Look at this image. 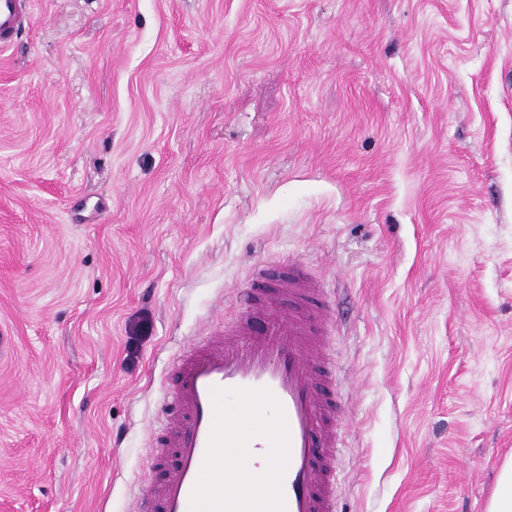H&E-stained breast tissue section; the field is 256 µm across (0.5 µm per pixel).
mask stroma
I'll use <instances>...</instances> for the list:
<instances>
[{"mask_svg": "<svg viewBox=\"0 0 512 512\" xmlns=\"http://www.w3.org/2000/svg\"><path fill=\"white\" fill-rule=\"evenodd\" d=\"M0 48V512H131L255 267L336 321L339 512L512 456V0H31Z\"/></svg>", "mask_w": 512, "mask_h": 512, "instance_id": "35a3bbf8", "label": "stroma"}]
</instances>
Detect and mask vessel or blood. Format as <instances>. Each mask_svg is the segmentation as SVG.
I'll list each match as a JSON object with an SVG mask.
<instances>
[{
	"label": "vessel or blood",
	"instance_id": "1",
	"mask_svg": "<svg viewBox=\"0 0 512 512\" xmlns=\"http://www.w3.org/2000/svg\"><path fill=\"white\" fill-rule=\"evenodd\" d=\"M24 0H0V45L18 31ZM297 270H255L243 310L192 345L173 368L165 432L149 489L133 512H335L336 398L325 350L332 314Z\"/></svg>",
	"mask_w": 512,
	"mask_h": 512
}]
</instances>
